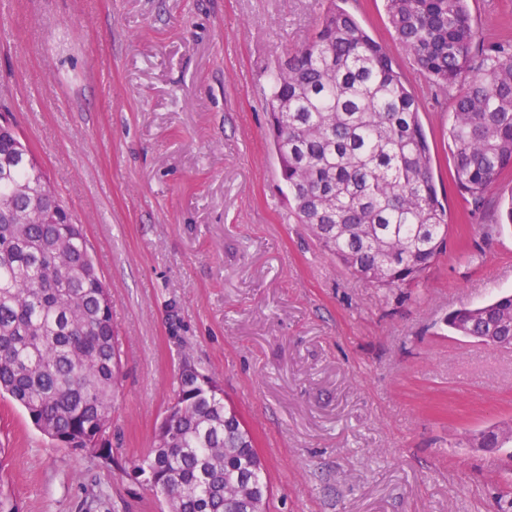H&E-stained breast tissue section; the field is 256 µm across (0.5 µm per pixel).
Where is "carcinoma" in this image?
Instances as JSON below:
<instances>
[{
  "mask_svg": "<svg viewBox=\"0 0 512 512\" xmlns=\"http://www.w3.org/2000/svg\"><path fill=\"white\" fill-rule=\"evenodd\" d=\"M316 31L277 60L268 130L290 215L371 287L420 282L443 253L450 216L417 95L387 49L329 0ZM395 40L433 94H452L451 179L469 212L512 170V44L484 41L468 0H385ZM30 147L0 135V398L19 403L56 448L112 459L107 433L120 355L109 289L57 191L55 224H21L46 177ZM459 336L512 345V294L445 317ZM151 453L123 473L170 512H267L252 436L211 377L185 374ZM468 448L512 447V422L465 434Z\"/></svg>",
  "mask_w": 512,
  "mask_h": 512,
  "instance_id": "1",
  "label": "carcinoma"
}]
</instances>
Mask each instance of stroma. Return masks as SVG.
<instances>
[{
    "instance_id": "1",
    "label": "stroma",
    "mask_w": 512,
    "mask_h": 512,
    "mask_svg": "<svg viewBox=\"0 0 512 512\" xmlns=\"http://www.w3.org/2000/svg\"><path fill=\"white\" fill-rule=\"evenodd\" d=\"M421 99L447 248L418 285L351 276L303 224L265 135L277 59L326 0H11L0 95L112 295L121 356L111 464L52 447L0 399L5 483L19 512H167L121 471L144 457L190 358L242 416L272 486L269 512H501L512 451L461 446L512 419V350L443 319L512 291V201L484 216L448 190L436 102L392 38L384 0H342ZM488 40L512 43V0H469Z\"/></svg>"
}]
</instances>
